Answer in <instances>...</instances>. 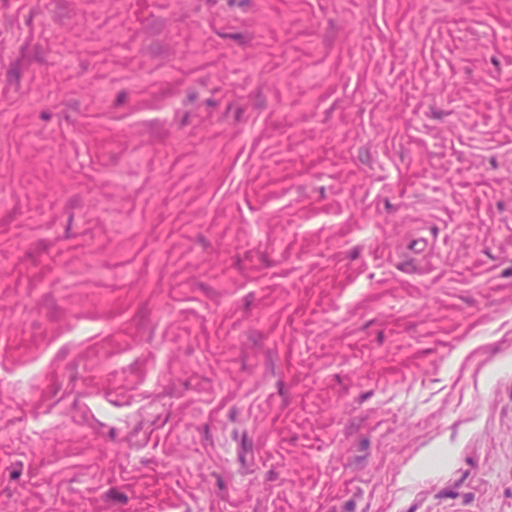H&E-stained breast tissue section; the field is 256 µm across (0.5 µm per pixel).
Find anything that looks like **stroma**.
<instances>
[{"instance_id":"35a3bbf8","label":"stroma","mask_w":512,"mask_h":512,"mask_svg":"<svg viewBox=\"0 0 512 512\" xmlns=\"http://www.w3.org/2000/svg\"><path fill=\"white\" fill-rule=\"evenodd\" d=\"M0 512H512V0H0Z\"/></svg>"}]
</instances>
